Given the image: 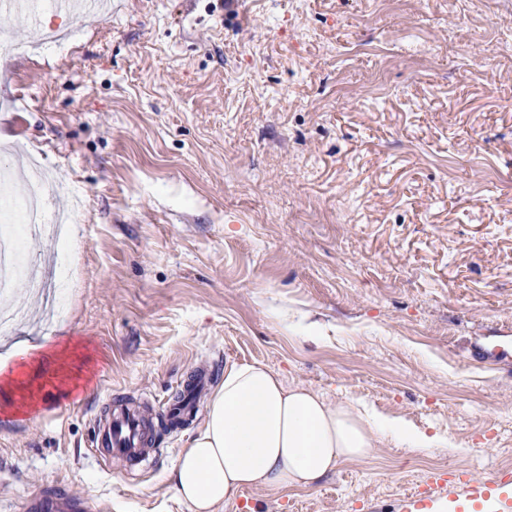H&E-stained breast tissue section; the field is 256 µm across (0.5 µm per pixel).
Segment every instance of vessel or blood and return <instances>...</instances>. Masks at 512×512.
Returning <instances> with one entry per match:
<instances>
[{"label":"vessel or blood","instance_id":"vessel-or-blood-1","mask_svg":"<svg viewBox=\"0 0 512 512\" xmlns=\"http://www.w3.org/2000/svg\"><path fill=\"white\" fill-rule=\"evenodd\" d=\"M83 6L85 13L96 14L97 0H0V12L21 14L31 23H38L43 7H50L57 14L68 16L76 6ZM97 442L105 448L107 456L120 457L134 462L144 456L145 426L141 416L132 410L120 409L95 420ZM433 486L418 494L405 496L401 512H433L435 486L448 487L451 512H512V474L498 471L486 476L468 471L455 474L453 480L443 475L431 477ZM32 505L38 512H87L89 503L77 499L53 486L37 490Z\"/></svg>","mask_w":512,"mask_h":512}]
</instances>
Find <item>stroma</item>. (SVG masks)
<instances>
[{
	"label": "stroma",
	"mask_w": 512,
	"mask_h": 512,
	"mask_svg": "<svg viewBox=\"0 0 512 512\" xmlns=\"http://www.w3.org/2000/svg\"><path fill=\"white\" fill-rule=\"evenodd\" d=\"M468 15L469 25L459 16ZM68 56L0 66V167L40 155L85 248L63 317L25 279L0 336V512L63 484L109 512H188L168 475L202 426L105 461L112 396L161 413L235 363L448 442L389 443L315 488L223 512H400L432 473L512 471V0H112Z\"/></svg>",
	"instance_id": "stroma-1"
}]
</instances>
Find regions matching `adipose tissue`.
Returning a JSON list of instances; mask_svg holds the SVG:
<instances>
[{
  "label": "adipose tissue",
  "mask_w": 512,
  "mask_h": 512,
  "mask_svg": "<svg viewBox=\"0 0 512 512\" xmlns=\"http://www.w3.org/2000/svg\"><path fill=\"white\" fill-rule=\"evenodd\" d=\"M393 441L410 448L442 445L360 402H333L305 386H284L265 366L234 364L225 368L206 421L170 481L189 512H219L243 489L315 487L340 464Z\"/></svg>",
  "instance_id": "ef3b65f1"
}]
</instances>
